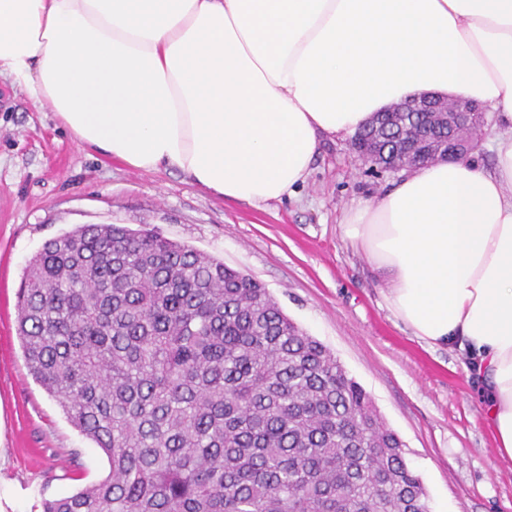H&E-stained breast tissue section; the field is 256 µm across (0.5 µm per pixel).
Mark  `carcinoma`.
I'll list each match as a JSON object with an SVG mask.
<instances>
[{
	"mask_svg": "<svg viewBox=\"0 0 512 512\" xmlns=\"http://www.w3.org/2000/svg\"><path fill=\"white\" fill-rule=\"evenodd\" d=\"M397 136L378 112L352 147ZM17 309L29 374L110 467L42 512H432L363 387L221 260L85 224L32 257Z\"/></svg>",
	"mask_w": 512,
	"mask_h": 512,
	"instance_id": "carcinoma-1",
	"label": "carcinoma"
}]
</instances>
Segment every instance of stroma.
<instances>
[{
    "mask_svg": "<svg viewBox=\"0 0 512 512\" xmlns=\"http://www.w3.org/2000/svg\"><path fill=\"white\" fill-rule=\"evenodd\" d=\"M399 174H370L350 138L325 137L295 194L260 206L200 190L173 169L139 171L80 146L49 107L0 78V495L8 512L104 479L109 463L29 375L17 291L44 243L82 224L148 227L262 283L371 396L432 512H512V461L500 458L468 360L429 347L386 308L381 270L340 224Z\"/></svg>",
    "mask_w": 512,
    "mask_h": 512,
    "instance_id": "35a3bbf8",
    "label": "stroma"
}]
</instances>
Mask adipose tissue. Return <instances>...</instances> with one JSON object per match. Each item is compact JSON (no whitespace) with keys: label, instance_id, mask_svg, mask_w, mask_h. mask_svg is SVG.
Listing matches in <instances>:
<instances>
[{"label":"adipose tissue","instance_id":"adipose-tissue-1","mask_svg":"<svg viewBox=\"0 0 512 512\" xmlns=\"http://www.w3.org/2000/svg\"><path fill=\"white\" fill-rule=\"evenodd\" d=\"M1 76L79 144L253 206L394 103L485 106L490 170L404 174L342 233L398 323L472 361L512 459V0H0Z\"/></svg>","mask_w":512,"mask_h":512}]
</instances>
